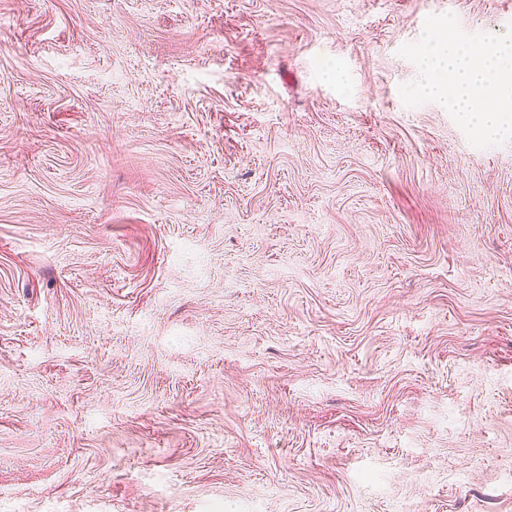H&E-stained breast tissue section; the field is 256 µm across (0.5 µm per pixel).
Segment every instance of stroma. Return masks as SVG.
Returning <instances> with one entry per match:
<instances>
[{
  "mask_svg": "<svg viewBox=\"0 0 512 512\" xmlns=\"http://www.w3.org/2000/svg\"><path fill=\"white\" fill-rule=\"evenodd\" d=\"M512 0H0V512H512V142L404 105Z\"/></svg>",
  "mask_w": 512,
  "mask_h": 512,
  "instance_id": "obj_1",
  "label": "stroma"
}]
</instances>
